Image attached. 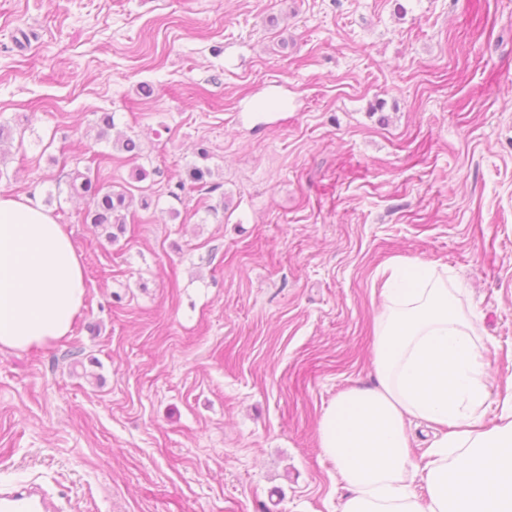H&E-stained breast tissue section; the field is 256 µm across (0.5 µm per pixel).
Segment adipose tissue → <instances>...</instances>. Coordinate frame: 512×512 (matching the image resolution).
<instances>
[{
    "label": "adipose tissue",
    "mask_w": 512,
    "mask_h": 512,
    "mask_svg": "<svg viewBox=\"0 0 512 512\" xmlns=\"http://www.w3.org/2000/svg\"><path fill=\"white\" fill-rule=\"evenodd\" d=\"M375 382L339 393L318 443L350 491L342 512H512V393L482 419L493 376L440 272L397 257L382 273ZM86 296L80 258L53 215L0 194V352L67 336ZM441 426L414 460L412 424ZM422 480L426 499L414 482Z\"/></svg>",
    "instance_id": "ef3b65f1"
}]
</instances>
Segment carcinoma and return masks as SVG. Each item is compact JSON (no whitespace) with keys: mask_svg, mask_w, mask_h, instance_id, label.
<instances>
[{"mask_svg":"<svg viewBox=\"0 0 512 512\" xmlns=\"http://www.w3.org/2000/svg\"><path fill=\"white\" fill-rule=\"evenodd\" d=\"M207 175H209L208 169L194 166L188 171L187 180L178 182V188H184L187 182L193 186L203 187L206 184ZM70 186L88 201L84 223L91 224L93 228L104 232L109 241H117V232L124 230L133 201L130 189L122 187L117 190L100 174H94L89 170L75 171ZM114 228L117 229L115 233L112 232Z\"/></svg>","mask_w":512,"mask_h":512,"instance_id":"carcinoma-1","label":"carcinoma"}]
</instances>
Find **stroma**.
<instances>
[{"label": "stroma", "instance_id": "35a3bbf8", "mask_svg": "<svg viewBox=\"0 0 512 512\" xmlns=\"http://www.w3.org/2000/svg\"><path fill=\"white\" fill-rule=\"evenodd\" d=\"M0 124V192L66 225L87 287L69 336L0 353V484L341 512L317 429L374 381L396 256L463 285L512 375V0H0ZM102 155L152 198L114 243L69 188Z\"/></svg>", "mask_w": 512, "mask_h": 512}]
</instances>
